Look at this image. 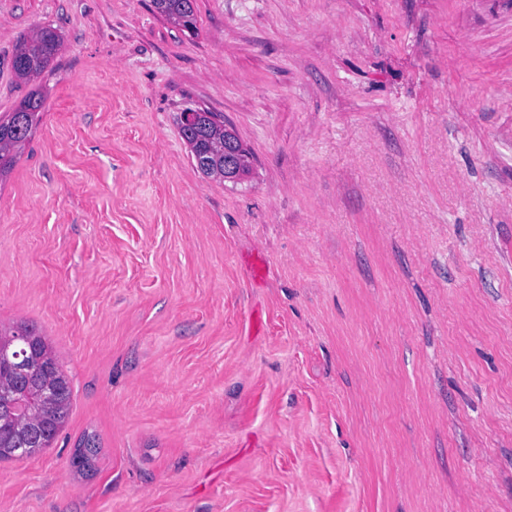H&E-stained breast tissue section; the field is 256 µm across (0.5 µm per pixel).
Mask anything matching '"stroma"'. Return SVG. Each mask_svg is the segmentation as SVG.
Here are the masks:
<instances>
[{"instance_id": "stroma-1", "label": "stroma", "mask_w": 512, "mask_h": 512, "mask_svg": "<svg viewBox=\"0 0 512 512\" xmlns=\"http://www.w3.org/2000/svg\"><path fill=\"white\" fill-rule=\"evenodd\" d=\"M193 6L0 0V115L45 97L0 179V323L71 384L0 512H512V0ZM194 106L240 181L195 167ZM155 8L172 25L187 30L196 28L191 0H153ZM61 39V35L51 27H41L23 38L17 46L12 65L17 79L29 82L44 72L57 53ZM184 112L181 115V135L196 167L207 177L236 180L246 153L250 156L251 153L248 150L245 153L239 139L224 148V120L214 112H195L191 121L187 120ZM198 159H202L204 165H198ZM96 443L95 435H87L82 446L75 450L71 460L72 465L79 469L92 468L97 453Z\"/></svg>"}]
</instances>
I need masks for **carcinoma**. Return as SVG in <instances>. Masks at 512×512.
Here are the masks:
<instances>
[{
    "label": "carcinoma",
    "instance_id": "1",
    "mask_svg": "<svg viewBox=\"0 0 512 512\" xmlns=\"http://www.w3.org/2000/svg\"><path fill=\"white\" fill-rule=\"evenodd\" d=\"M155 8L172 25L196 28L191 0H153ZM61 45V35L41 27L23 38L16 49L13 70L18 80L29 82L50 65ZM44 97L27 96L13 111L0 117V177L17 161L22 147L31 139L41 120ZM181 135L193 160L204 164L199 170L207 177L224 178V120L213 112H197L192 120L181 117ZM24 347L42 361V370L29 377L19 395L12 386L18 375L13 363L0 358V461L29 458L51 447L67 422L71 406L69 379L52 349L36 328L26 323L0 328V354L12 355ZM96 436L88 435L77 448L71 463L91 468L97 453Z\"/></svg>",
    "mask_w": 512,
    "mask_h": 512
}]
</instances>
